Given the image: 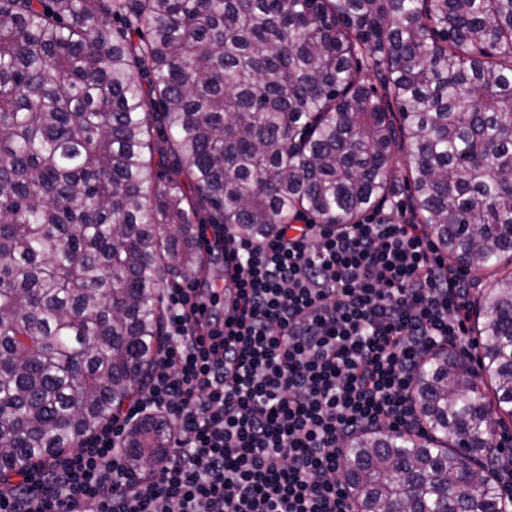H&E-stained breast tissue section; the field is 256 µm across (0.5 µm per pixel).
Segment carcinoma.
Instances as JSON below:
<instances>
[{
    "mask_svg": "<svg viewBox=\"0 0 512 512\" xmlns=\"http://www.w3.org/2000/svg\"><path fill=\"white\" fill-rule=\"evenodd\" d=\"M408 156L406 176L394 174ZM193 185L188 197L181 178ZM409 195L490 268L475 372L435 351L415 437L358 434L356 512H499L512 420V0H0V480L75 448L146 386L193 224L262 240ZM171 447L134 426L135 468Z\"/></svg>",
    "mask_w": 512,
    "mask_h": 512,
    "instance_id": "obj_1",
    "label": "carcinoma"
}]
</instances>
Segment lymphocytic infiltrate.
Instances as JSON below:
<instances>
[{
    "mask_svg": "<svg viewBox=\"0 0 512 512\" xmlns=\"http://www.w3.org/2000/svg\"><path fill=\"white\" fill-rule=\"evenodd\" d=\"M230 290L167 289L147 388L79 448L0 487V512H355L352 436L417 429L422 359L462 342L472 285L403 203L356 224H281L257 241L201 224ZM167 420L139 474L132 424Z\"/></svg>",
    "mask_w": 512,
    "mask_h": 512,
    "instance_id": "1",
    "label": "lymphocytic infiltrate"
}]
</instances>
